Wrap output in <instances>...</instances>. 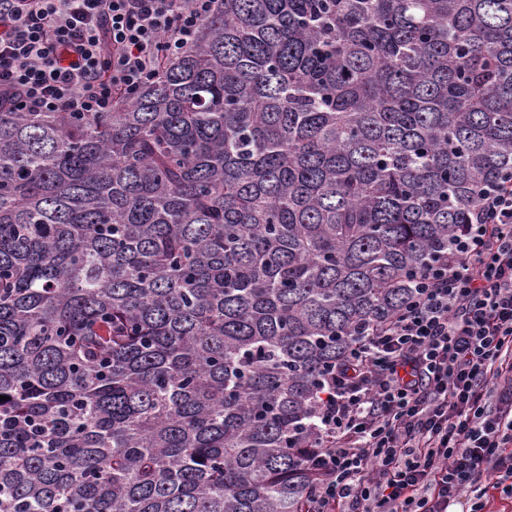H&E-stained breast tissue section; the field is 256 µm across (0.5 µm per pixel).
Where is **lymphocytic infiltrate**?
<instances>
[{
  "label": "lymphocytic infiltrate",
  "mask_w": 512,
  "mask_h": 512,
  "mask_svg": "<svg viewBox=\"0 0 512 512\" xmlns=\"http://www.w3.org/2000/svg\"><path fill=\"white\" fill-rule=\"evenodd\" d=\"M220 0H0V111L108 112ZM331 371L304 447L306 512H485L512 499V180ZM493 477L492 489L476 478Z\"/></svg>",
  "instance_id": "f902f5d3"
}]
</instances>
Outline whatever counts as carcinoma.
Wrapping results in <instances>:
<instances>
[{
	"label": "carcinoma",
	"mask_w": 512,
	"mask_h": 512,
	"mask_svg": "<svg viewBox=\"0 0 512 512\" xmlns=\"http://www.w3.org/2000/svg\"><path fill=\"white\" fill-rule=\"evenodd\" d=\"M510 179L512 0H222L0 112V512H304L322 380Z\"/></svg>",
	"instance_id": "obj_1"
}]
</instances>
